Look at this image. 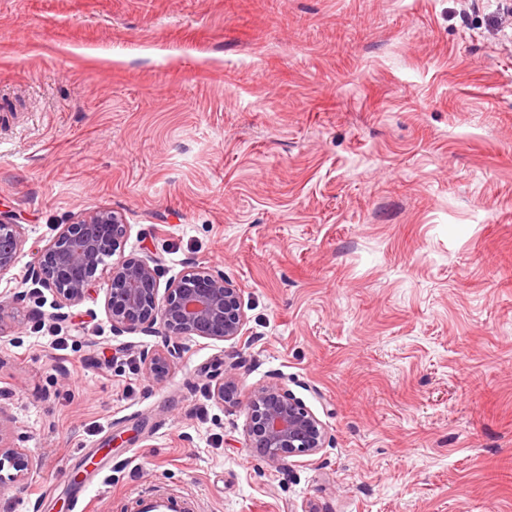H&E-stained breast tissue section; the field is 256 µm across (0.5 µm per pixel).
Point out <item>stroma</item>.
I'll return each mask as SVG.
<instances>
[{
    "label": "stroma",
    "instance_id": "35a3bbf8",
    "mask_svg": "<svg viewBox=\"0 0 512 512\" xmlns=\"http://www.w3.org/2000/svg\"><path fill=\"white\" fill-rule=\"evenodd\" d=\"M505 0H0V512H95L164 483L204 512H512V18ZM109 208L159 282L241 290L243 336L180 338L169 375L96 295L54 319L24 280ZM63 345L53 343V336ZM234 368L238 404L212 391ZM285 385L318 454L273 464L241 406ZM25 243L17 215L0 205V274L15 267ZM176 344V345H174ZM167 351H147L143 354V362L145 364L146 372L156 380L164 379L169 373L170 359L178 349L177 342H173L172 349ZM7 467L14 473L8 474L12 482L25 480L32 467L30 455L23 448L7 447L0 441V482L3 479L1 472Z\"/></svg>",
    "mask_w": 512,
    "mask_h": 512
}]
</instances>
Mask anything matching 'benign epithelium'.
Returning <instances> with one entry per match:
<instances>
[{
    "instance_id": "7a95c632",
    "label": "benign epithelium",
    "mask_w": 512,
    "mask_h": 512,
    "mask_svg": "<svg viewBox=\"0 0 512 512\" xmlns=\"http://www.w3.org/2000/svg\"><path fill=\"white\" fill-rule=\"evenodd\" d=\"M128 225L122 214L102 208L61 226L27 268L25 281L38 290H50L60 309L77 306L92 297L101 275L107 276L104 309L112 331L169 337L198 336L226 342L243 335L247 315L241 289L224 273L190 262L159 294L158 262L126 256L121 250ZM25 243L23 227L10 209L0 208V273L15 267ZM167 351L143 354L146 372L156 380L169 373ZM213 396L239 404L234 373L224 375ZM244 434L249 447L268 461L291 456H313L325 448L324 423L305 403L280 383L256 388L246 403ZM32 467L23 448L0 443V472L8 479L25 480Z\"/></svg>"
}]
</instances>
